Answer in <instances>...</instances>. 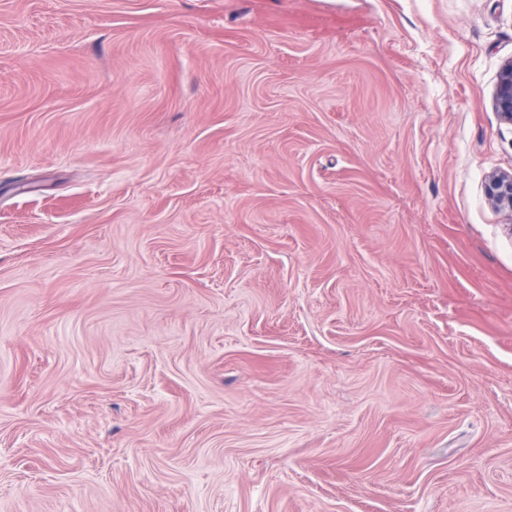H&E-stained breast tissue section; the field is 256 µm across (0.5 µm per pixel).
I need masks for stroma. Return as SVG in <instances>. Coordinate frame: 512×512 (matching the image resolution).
Listing matches in <instances>:
<instances>
[{"label": "stroma", "mask_w": 512, "mask_h": 512, "mask_svg": "<svg viewBox=\"0 0 512 512\" xmlns=\"http://www.w3.org/2000/svg\"><path fill=\"white\" fill-rule=\"evenodd\" d=\"M512 0H0V512H512ZM493 106L502 120L512 123V61L503 67L500 74ZM486 198L494 208L512 213V174H494L486 184Z\"/></svg>", "instance_id": "35a3bbf8"}]
</instances>
